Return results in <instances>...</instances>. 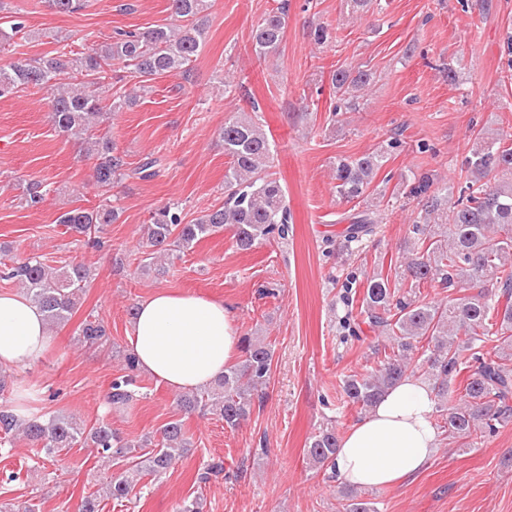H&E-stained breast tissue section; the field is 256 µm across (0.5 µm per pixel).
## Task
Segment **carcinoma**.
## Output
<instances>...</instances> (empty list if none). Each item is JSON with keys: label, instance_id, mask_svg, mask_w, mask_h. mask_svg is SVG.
Here are the masks:
<instances>
[{"label": "carcinoma", "instance_id": "obj_1", "mask_svg": "<svg viewBox=\"0 0 512 512\" xmlns=\"http://www.w3.org/2000/svg\"><path fill=\"white\" fill-rule=\"evenodd\" d=\"M210 7V0H171L173 14L183 19L176 30L167 25L137 32L118 30L86 51L64 46L39 58L19 57L0 66V97L28 87L47 90L55 129L89 144L87 154L95 160L94 178L100 187L110 188L132 175L152 177L159 158L148 157L129 170L124 158L115 153L112 140L92 134V128L104 115L132 103L123 91L127 80H137L144 89L158 77L189 72L205 40ZM287 12L288 4L283 3L253 27L257 58L279 52ZM115 61L122 64L120 75L112 69ZM374 79L375 73L361 66L335 70L331 76L338 94L334 114L356 110L359 93ZM220 137L224 155L230 159L224 173V202L189 224L175 203L152 212L142 225L146 250L139 268L144 273L166 274L180 253L226 227L242 250L288 233L284 192L269 173L272 144L260 123L250 116H232L224 121ZM399 147L398 141L390 139L377 150L336 159L338 195L349 201L364 197L386 154ZM465 166L468 177L457 193L446 184L437 186L433 175L426 173L410 185L409 196L417 199L420 210L400 260L403 278L395 284L380 273L366 278L360 310L363 322L391 339L392 353L377 360L367 373L347 376L342 396L366 413L403 378H423L435 392V413L444 421L448 439L461 448H477L512 423V147L502 146L498 138L482 137ZM49 193L48 185L32 179L26 185V202L37 206ZM118 218L119 208L108 201L93 210L64 211L55 223L67 233L101 245L105 227ZM373 224L368 214H358L349 227V239L359 241L373 232ZM3 275L39 306L49 325L71 319L90 280L89 269L81 263L52 268L35 257L4 265ZM428 281L470 294L450 295L444 303L428 301L416 292ZM74 339L89 347L100 345L108 340L107 326L101 319L87 318ZM241 353L242 360L213 385L180 395L183 414L208 412L230 429L249 418L255 399L262 397L269 383L274 349L258 336H244ZM122 359L125 374L112 379L106 394V403L113 409L125 408L137 397L135 357L127 351ZM8 383L9 374L1 370L0 443L12 447L16 440H23L36 453L46 455L83 444L103 458L136 460L133 468L107 483V493L114 500L126 498L132 483L142 476L167 473L176 458L192 447L182 419L165 423L154 444L149 437L125 439L105 421L89 428L65 413L21 417L4 401ZM150 444L154 448L143 451ZM337 448L336 427H322L309 443V463L335 477L331 466ZM336 512H377V508L360 493L347 490Z\"/></svg>", "mask_w": 512, "mask_h": 512}]
</instances>
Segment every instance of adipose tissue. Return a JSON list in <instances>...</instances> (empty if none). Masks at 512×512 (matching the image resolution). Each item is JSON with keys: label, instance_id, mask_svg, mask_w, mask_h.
Returning <instances> with one entry per match:
<instances>
[{"label": "adipose tissue", "instance_id": "ef3b65f1", "mask_svg": "<svg viewBox=\"0 0 512 512\" xmlns=\"http://www.w3.org/2000/svg\"><path fill=\"white\" fill-rule=\"evenodd\" d=\"M234 312L223 302L159 289L142 299L128 336L140 373L174 393L209 387L223 376L239 346ZM51 334L39 307L25 295L0 293V367L26 368L49 349ZM435 393L409 378L390 389L341 439V482L378 488L416 477L440 442L432 422Z\"/></svg>", "mask_w": 512, "mask_h": 512}]
</instances>
